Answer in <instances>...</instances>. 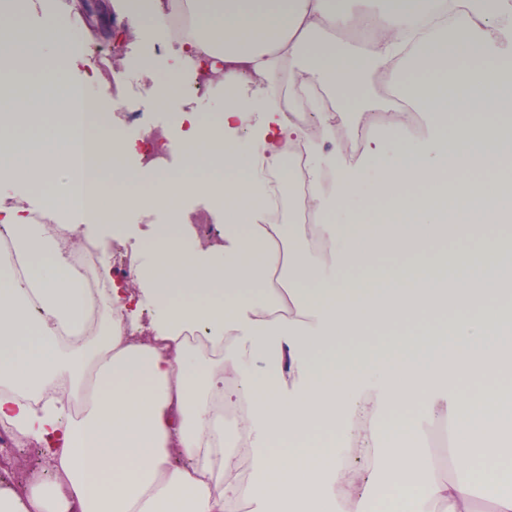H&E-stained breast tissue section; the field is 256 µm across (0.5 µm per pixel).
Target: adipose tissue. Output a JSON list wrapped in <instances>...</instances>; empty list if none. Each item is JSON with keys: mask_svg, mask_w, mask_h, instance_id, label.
<instances>
[{"mask_svg": "<svg viewBox=\"0 0 512 512\" xmlns=\"http://www.w3.org/2000/svg\"><path fill=\"white\" fill-rule=\"evenodd\" d=\"M115 18L148 28L173 53L175 68L200 56L240 64L267 84L263 98L234 93L224 108V157L189 154L186 174L169 177L144 167L98 166L89 185L58 182L76 151L105 155L121 146L117 130H88L65 100L44 99L40 112L64 120L48 133L56 166L43 179L54 189L39 211L0 192V423L43 449L46 476L24 493L0 490V512H234L241 489L239 434L250 442L256 483L252 512H288L292 493L318 499L344 486L335 512H475L476 498L494 512H512V473L498 460L512 453V421L501 415L512 394L495 386L459 393L454 381L492 375L512 358V314L497 308L512 290V250L497 236L512 222V182L470 180L468 171L512 161V0H108ZM180 13L190 29L170 34ZM78 15L47 14L37 29L0 23V45L55 44L41 83L69 67L95 75L93 56L67 42L61 25ZM331 29L365 30L370 41L348 57L324 38ZM303 83L324 84L338 102L326 124L339 127L391 107L372 87L387 74L395 87L428 97L430 125L420 143L401 139L398 160L369 140L368 166L389 188L415 180L444 184L413 205L401 204L382 224H266L261 204L265 169L283 164L282 141L303 138L280 105L275 85L284 68ZM493 86L476 96L471 85ZM458 90L447 99L448 87ZM461 115L449 125V113ZM255 124L249 142L239 124ZM317 143L306 170L319 210H334L361 182L357 168H335ZM112 188L110 235L87 244L100 255L105 284L96 330L87 326L85 275L73 260L81 226L97 223L104 186ZM208 189L218 200L223 245L201 248L178 206L181 195ZM166 207L171 221L138 234L134 282L115 279L111 239L126 232L128 208L150 214ZM458 237H480L478 248L445 258L431 253L426 228L448 214ZM61 218L49 232L46 218ZM328 245L308 248L309 234ZM415 255L414 263L376 275L381 251ZM346 269L364 278L339 279ZM287 274L278 293L269 272ZM445 306L453 315L439 330L406 334L402 343L340 350L341 335H378ZM200 330L212 354L189 343ZM387 381L385 395L366 382ZM269 397L255 403L257 387ZM249 403L235 427L212 413L214 399ZM81 404L72 413V404ZM417 405L390 437L379 418L394 406ZM455 429L449 450L459 477H444L418 445L423 424ZM323 426L329 438H310ZM372 449L381 481L338 466L333 435Z\"/></svg>", "mask_w": 512, "mask_h": 512, "instance_id": "adipose-tissue-1", "label": "adipose tissue"}]
</instances>
